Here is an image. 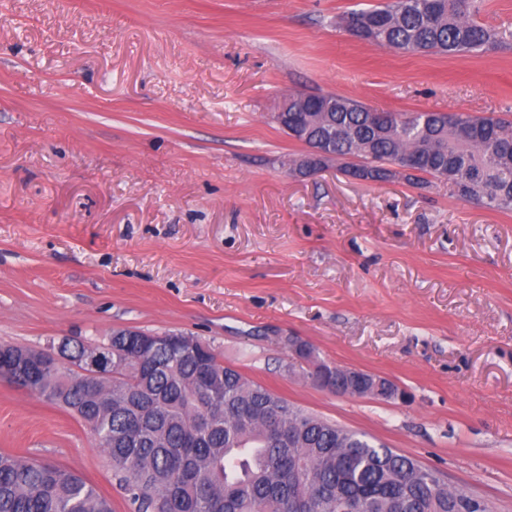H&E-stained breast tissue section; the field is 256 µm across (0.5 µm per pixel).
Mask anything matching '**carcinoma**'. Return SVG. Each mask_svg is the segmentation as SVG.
<instances>
[{"label":"carcinoma","instance_id":"1","mask_svg":"<svg viewBox=\"0 0 512 512\" xmlns=\"http://www.w3.org/2000/svg\"><path fill=\"white\" fill-rule=\"evenodd\" d=\"M480 0H386L340 18L356 38L450 56L512 48V29L478 20ZM296 141L353 159L362 178L426 187L512 210V120L460 112H381L311 94L288 113ZM406 171H391L397 163ZM182 334L112 337V378L91 390L51 355L1 344L30 393L78 417L137 512H491L474 494L370 436L310 413L224 365ZM0 512H112L78 474L0 452Z\"/></svg>","mask_w":512,"mask_h":512}]
</instances>
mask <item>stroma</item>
Segmentation results:
<instances>
[{
	"label": "stroma",
	"instance_id": "stroma-1",
	"mask_svg": "<svg viewBox=\"0 0 512 512\" xmlns=\"http://www.w3.org/2000/svg\"><path fill=\"white\" fill-rule=\"evenodd\" d=\"M378 0H0V344L181 331L305 410L512 512V211L363 182L274 121L291 93L512 116V49L352 38ZM408 399L311 384L282 339ZM0 451L135 512L69 411L0 380Z\"/></svg>",
	"mask_w": 512,
	"mask_h": 512
}]
</instances>
